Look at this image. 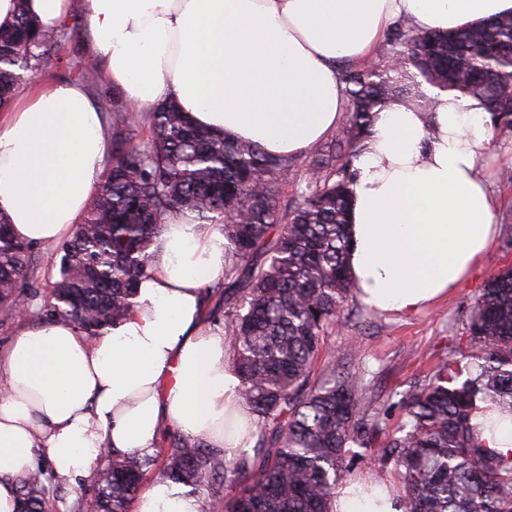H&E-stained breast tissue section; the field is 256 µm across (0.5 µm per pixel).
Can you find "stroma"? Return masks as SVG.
I'll return each instance as SVG.
<instances>
[{
  "label": "stroma",
  "mask_w": 512,
  "mask_h": 512,
  "mask_svg": "<svg viewBox=\"0 0 512 512\" xmlns=\"http://www.w3.org/2000/svg\"><path fill=\"white\" fill-rule=\"evenodd\" d=\"M83 31L69 34L39 70L27 73L20 90L46 87L69 79L67 58L86 56ZM512 143V129L492 133V145L485 160V170L503 208L499 219L498 240L481 267L450 298L431 305L419 314L403 319L394 314L377 313L360 301H350L333 332L327 338L329 348L352 350V364L361 375L373 406L384 409L385 420L375 436L376 443L388 441L397 430L402 411L393 407L392 396L408 391L428 378L437 354L462 335L465 317L484 282L498 269L512 266V183L500 181L501 169L512 166L504 154V145ZM52 247H35L31 252L28 279L19 291L22 302L38 307L49 297L48 284L58 276L49 258Z\"/></svg>",
  "instance_id": "35a3bbf8"
}]
</instances>
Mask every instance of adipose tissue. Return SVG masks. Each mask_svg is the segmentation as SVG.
Here are the masks:
<instances>
[{"mask_svg": "<svg viewBox=\"0 0 512 512\" xmlns=\"http://www.w3.org/2000/svg\"><path fill=\"white\" fill-rule=\"evenodd\" d=\"M92 61L149 113L174 102L191 123L295 157L343 117L340 62L369 59L387 28L453 31L512 13V0H83ZM434 100L378 112L353 161L348 270L356 297L410 317L450 295L490 252L499 201L480 163L492 122L478 99L422 85ZM102 105L76 82L0 110V214L12 235H71L106 168ZM224 272V234L181 213L164 224L127 318L87 339L71 322L22 326L0 349V512L45 460L80 485L108 452H153L163 428L235 456L256 427L223 329L203 323L204 288ZM135 512H202L155 479ZM332 512H403L385 484L340 487Z\"/></svg>", "mask_w": 512, "mask_h": 512, "instance_id": "obj_1", "label": "adipose tissue"}]
</instances>
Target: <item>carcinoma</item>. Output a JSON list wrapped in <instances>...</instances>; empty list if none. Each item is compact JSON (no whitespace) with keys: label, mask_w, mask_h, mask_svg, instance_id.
<instances>
[{"label":"carcinoma","mask_w":512,"mask_h":512,"mask_svg":"<svg viewBox=\"0 0 512 512\" xmlns=\"http://www.w3.org/2000/svg\"><path fill=\"white\" fill-rule=\"evenodd\" d=\"M18 7L0 25V106L14 98L23 73L38 67L64 38ZM398 69L344 62L346 106L334 138L309 160L273 158L256 144L192 125L173 105L143 117L112 109V153L87 214L57 250L58 277L46 322L72 321L88 339L122 321L150 249L168 218L189 210L224 230V287L206 288L224 305L233 369L257 427L253 454L167 430L151 454H109L112 478L96 481L75 512H129L149 474L205 495L223 512H331L336 489L358 466L392 467L404 512H512V457L484 446L478 412L512 415V267L490 276L466 316V344L439 355L427 383L395 405L396 434L374 444L385 413L371 407L351 352L325 339L354 295L345 259L351 163L370 133L373 113L398 98L429 107L422 83L483 101L494 127H512V14L446 35L405 18L387 34ZM73 76L94 86L83 59ZM295 170L298 201L281 204L279 186ZM32 246L13 239L0 216V319L25 309L18 290ZM25 512H53L43 470L18 479Z\"/></svg>","instance_id":"cac0c4a2"}]
</instances>
